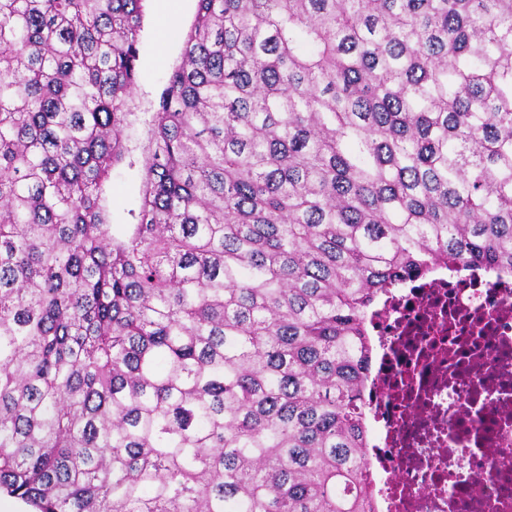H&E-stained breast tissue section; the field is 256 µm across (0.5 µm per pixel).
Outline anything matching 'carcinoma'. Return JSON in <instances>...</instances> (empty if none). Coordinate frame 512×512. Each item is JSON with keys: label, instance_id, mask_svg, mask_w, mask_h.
Here are the masks:
<instances>
[{"label": "carcinoma", "instance_id": "obj_1", "mask_svg": "<svg viewBox=\"0 0 512 512\" xmlns=\"http://www.w3.org/2000/svg\"><path fill=\"white\" fill-rule=\"evenodd\" d=\"M142 3L0 0V489L375 512L374 310L512 270V0H197L137 157ZM142 188L140 164L130 168L127 161L116 166L112 173V183L108 189L109 222L111 224H133L130 215L137 208Z\"/></svg>", "mask_w": 512, "mask_h": 512}]
</instances>
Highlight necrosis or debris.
<instances>
[{"label": "necrosis or debris", "mask_w": 512, "mask_h": 512, "mask_svg": "<svg viewBox=\"0 0 512 512\" xmlns=\"http://www.w3.org/2000/svg\"><path fill=\"white\" fill-rule=\"evenodd\" d=\"M374 323L376 512H512V276L402 289Z\"/></svg>", "instance_id": "necrosis-or-debris-1"}]
</instances>
